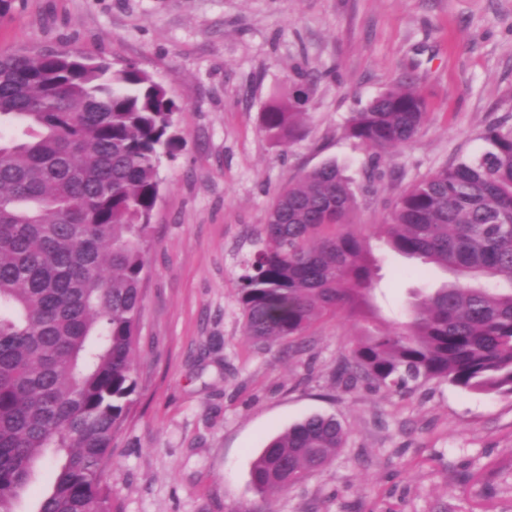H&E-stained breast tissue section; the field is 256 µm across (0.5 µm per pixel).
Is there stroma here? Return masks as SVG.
<instances>
[{"label":"stroma","mask_w":512,"mask_h":512,"mask_svg":"<svg viewBox=\"0 0 512 512\" xmlns=\"http://www.w3.org/2000/svg\"><path fill=\"white\" fill-rule=\"evenodd\" d=\"M22 48L136 64L182 105L185 147L160 169L146 254L135 404L106 475L115 512H244L259 450L311 414L335 416L346 445L272 512H512V396L334 378L360 336L405 321L441 278L393 254L380 226L405 189L477 151L487 124L512 123V0H15L0 49ZM299 66L320 79L278 144L260 115ZM406 73L429 119L376 175L344 126ZM324 163L350 182L379 260L378 319L329 318L264 350L242 331L241 262L274 195Z\"/></svg>","instance_id":"obj_1"}]
</instances>
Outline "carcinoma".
<instances>
[{"instance_id":"1","label":"carcinoma","mask_w":512,"mask_h":512,"mask_svg":"<svg viewBox=\"0 0 512 512\" xmlns=\"http://www.w3.org/2000/svg\"><path fill=\"white\" fill-rule=\"evenodd\" d=\"M318 81L292 78L261 127L291 140ZM180 103L135 64L58 50L0 51V512L53 464L37 512H112L105 473L136 392L133 352L146 244L162 181L185 140ZM429 112L406 73L351 113L345 135L378 168ZM405 191L380 225L389 249L454 275L407 320L362 337L336 382L410 392L428 382L512 395V124ZM355 193L324 163L282 188L240 277L243 333L270 348L327 317L366 321L378 260L349 217ZM346 433L312 415L273 437L251 484L275 496L331 461Z\"/></svg>"}]
</instances>
